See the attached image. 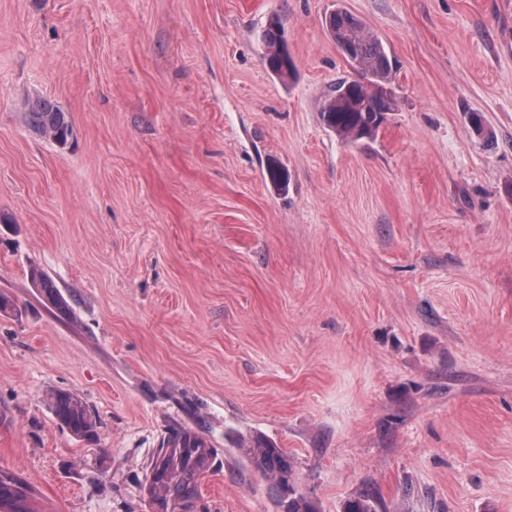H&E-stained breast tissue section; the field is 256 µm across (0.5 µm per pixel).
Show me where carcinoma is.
I'll use <instances>...</instances> for the list:
<instances>
[{
    "label": "carcinoma",
    "mask_w": 512,
    "mask_h": 512,
    "mask_svg": "<svg viewBox=\"0 0 512 512\" xmlns=\"http://www.w3.org/2000/svg\"><path fill=\"white\" fill-rule=\"evenodd\" d=\"M329 32L336 45L349 46L348 57L358 64L361 79L344 78L328 90L320 104L322 121L347 143L371 139L384 114L394 111L396 105L389 89L395 61L386 52L382 40L346 11L338 9L330 13ZM262 41L269 70L283 81L290 79L295 64L278 17L269 19ZM28 117L35 132L51 136L59 145L67 144L72 135L66 113L47 99L29 103ZM30 277L48 306L59 312L69 310L67 301L49 277L37 269L30 271ZM48 403L59 425L72 437L79 440L94 437L96 422L77 395L57 390L49 395ZM246 455L254 469L270 482L277 512H282L285 504L288 512H318L314 501L297 489L293 467L283 449L261 443L246 449ZM215 465L216 450L205 437L187 429L173 431L146 469L141 484L143 497L154 512H169L179 507L200 512L201 485ZM4 500L9 501L8 512H32L29 490L23 479L1 470L0 502Z\"/></svg>",
    "instance_id": "obj_1"
}]
</instances>
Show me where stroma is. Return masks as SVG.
<instances>
[{
	"instance_id": "obj_1",
	"label": "stroma",
	"mask_w": 512,
	"mask_h": 512,
	"mask_svg": "<svg viewBox=\"0 0 512 512\" xmlns=\"http://www.w3.org/2000/svg\"><path fill=\"white\" fill-rule=\"evenodd\" d=\"M339 7L398 62L357 144L318 112L354 75ZM38 98L66 145L30 127ZM0 294V469L37 512H152L181 428L217 450L206 512H276L255 440L321 512H512V0H0ZM264 59L269 70L282 81L290 79L295 71L294 60L288 51L282 22L272 16L263 31ZM31 128L39 134H48L59 145H66L72 135V126L65 112L47 99L28 105ZM30 277L34 288H38L43 300L48 306L59 312H66L69 310L67 301L49 277L37 269H32L30 271ZM48 403L59 425L72 437L79 440H90L94 437L96 422L77 395L57 390L49 395Z\"/></svg>"
}]
</instances>
